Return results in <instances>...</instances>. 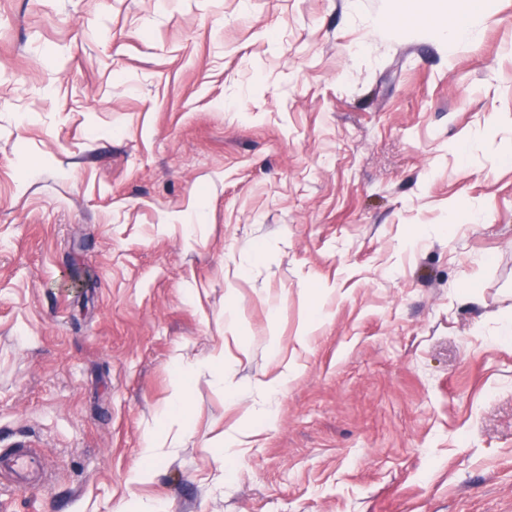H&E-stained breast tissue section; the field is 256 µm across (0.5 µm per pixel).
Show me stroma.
<instances>
[{"mask_svg": "<svg viewBox=\"0 0 512 512\" xmlns=\"http://www.w3.org/2000/svg\"><path fill=\"white\" fill-rule=\"evenodd\" d=\"M459 8L0 0V512H512V0ZM189 403L186 387L177 383L174 388L171 405L161 413V420L165 427H187L189 415ZM0 472L7 470L19 478L29 471L35 470L40 465L37 454L33 451L19 450L9 457H5L0 453Z\"/></svg>", "mask_w": 512, "mask_h": 512, "instance_id": "1", "label": "stroma"}]
</instances>
